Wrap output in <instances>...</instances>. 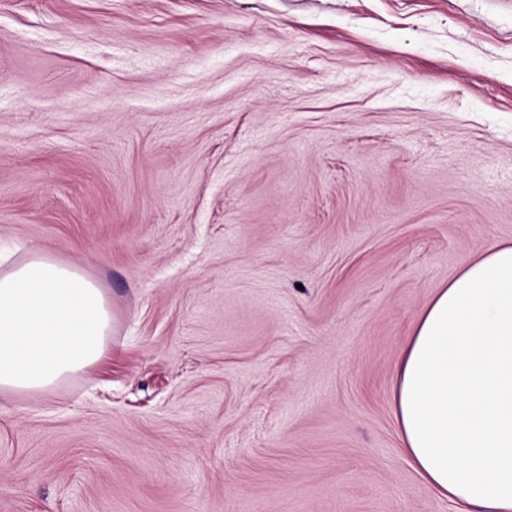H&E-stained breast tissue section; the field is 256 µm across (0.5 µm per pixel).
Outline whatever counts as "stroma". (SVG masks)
Masks as SVG:
<instances>
[{"instance_id": "obj_1", "label": "stroma", "mask_w": 512, "mask_h": 512, "mask_svg": "<svg viewBox=\"0 0 512 512\" xmlns=\"http://www.w3.org/2000/svg\"><path fill=\"white\" fill-rule=\"evenodd\" d=\"M512 241V0H0V245L104 361L0 397V512H448L389 409Z\"/></svg>"}]
</instances>
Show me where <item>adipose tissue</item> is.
Segmentation results:
<instances>
[{"mask_svg": "<svg viewBox=\"0 0 512 512\" xmlns=\"http://www.w3.org/2000/svg\"><path fill=\"white\" fill-rule=\"evenodd\" d=\"M111 332V303L82 268L0 251V395L53 393L101 362ZM389 408L405 461L450 512H512V242L433 291Z\"/></svg>", "mask_w": 512, "mask_h": 512, "instance_id": "1", "label": "adipose tissue"}]
</instances>
